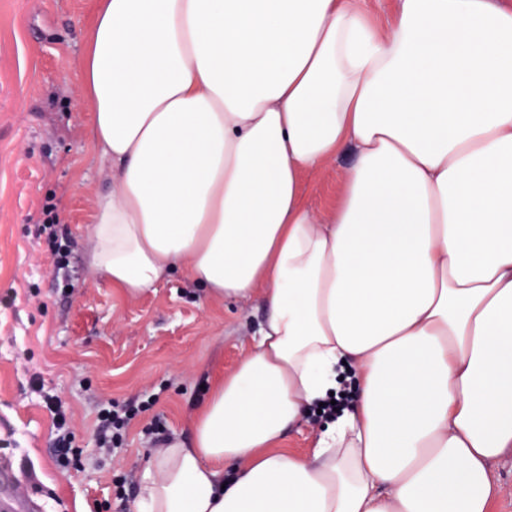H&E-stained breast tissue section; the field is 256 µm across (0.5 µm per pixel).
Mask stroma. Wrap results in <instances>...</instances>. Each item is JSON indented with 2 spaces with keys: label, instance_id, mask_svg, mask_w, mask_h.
Here are the masks:
<instances>
[{
  "label": "stroma",
  "instance_id": "stroma-1",
  "mask_svg": "<svg viewBox=\"0 0 512 512\" xmlns=\"http://www.w3.org/2000/svg\"><path fill=\"white\" fill-rule=\"evenodd\" d=\"M93 0H0V459L24 477L0 495L41 498L32 512H134L131 496L157 448L190 439L205 388L245 354L263 316L260 298L210 302L172 274L128 299L88 268L89 227L111 181L90 137L80 57ZM353 158L341 152L305 190L317 209L335 201ZM54 217L70 250L65 270L39 230ZM70 417L81 463L55 462L44 394ZM152 399L121 450L104 454L100 402ZM163 431L143 436L151 421Z\"/></svg>",
  "mask_w": 512,
  "mask_h": 512
}]
</instances>
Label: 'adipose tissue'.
Returning <instances> with one entry per match:
<instances>
[{"mask_svg":"<svg viewBox=\"0 0 512 512\" xmlns=\"http://www.w3.org/2000/svg\"><path fill=\"white\" fill-rule=\"evenodd\" d=\"M91 272L260 296L136 512H489L512 453V0H95ZM350 147L335 205L305 199ZM349 376L302 455L289 428Z\"/></svg>","mask_w":512,"mask_h":512,"instance_id":"ef3b65f1","label":"adipose tissue"}]
</instances>
